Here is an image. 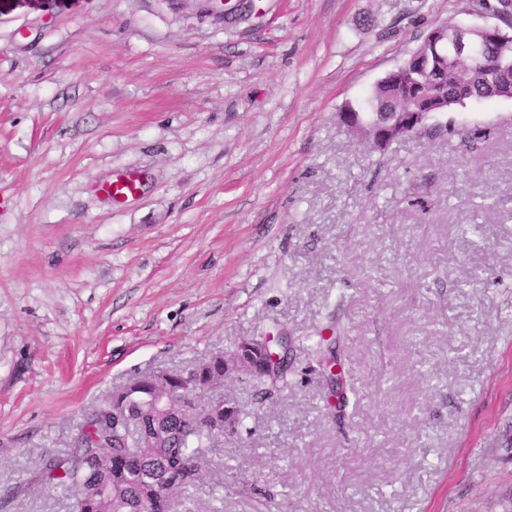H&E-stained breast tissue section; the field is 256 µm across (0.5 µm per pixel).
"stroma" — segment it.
I'll list each match as a JSON object with an SVG mask.
<instances>
[{"label":"stroma","instance_id":"1","mask_svg":"<svg viewBox=\"0 0 512 512\" xmlns=\"http://www.w3.org/2000/svg\"><path fill=\"white\" fill-rule=\"evenodd\" d=\"M448 23L485 20L0 0V512H72L40 460L113 388L282 325L294 383L225 376L246 417L193 512H512V99L382 149L338 117ZM333 320L355 392L330 410L304 338ZM138 181L132 176L117 178L101 186L100 191L110 200L129 198L138 191Z\"/></svg>","mask_w":512,"mask_h":512}]
</instances>
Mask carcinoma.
<instances>
[{
    "mask_svg": "<svg viewBox=\"0 0 512 512\" xmlns=\"http://www.w3.org/2000/svg\"><path fill=\"white\" fill-rule=\"evenodd\" d=\"M460 26L441 25L428 31L410 57L425 60L420 69L401 68L379 79L364 104H348L357 136L369 137L365 122L383 113L393 119L398 112L419 116V133L435 134L439 114L450 112L470 100L512 99V38L486 40L480 47L481 61H468L458 54L449 36ZM313 357L323 365L341 364L337 337L318 334ZM294 366L287 361L268 369L257 367L254 376L264 385L263 395L281 393L291 384ZM224 377V354L215 353L189 367L168 372V395L181 400L186 385L204 386ZM160 375H140L112 391L107 401L88 418L74 445L62 454H49L41 463V480L62 493H76L74 512H174L175 500L188 497L209 465L208 452L219 439L218 430L175 406L155 410L156 383ZM130 410L133 426L164 432L165 441L153 448H138L132 432L112 430V411ZM101 455L111 466L99 472L91 461ZM107 488L109 496L90 492L92 485Z\"/></svg>",
    "mask_w": 512,
    "mask_h": 512,
    "instance_id": "obj_1",
    "label": "carcinoma"
}]
</instances>
